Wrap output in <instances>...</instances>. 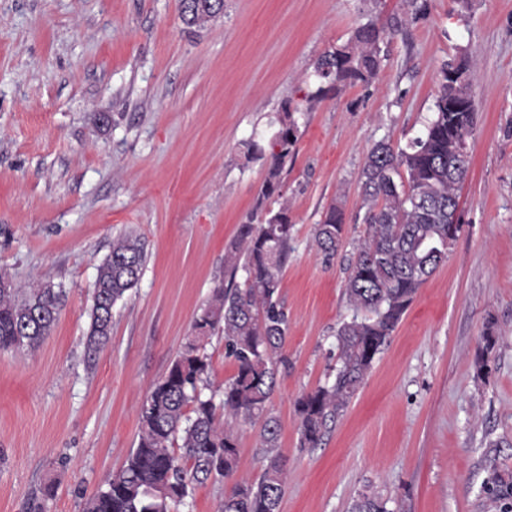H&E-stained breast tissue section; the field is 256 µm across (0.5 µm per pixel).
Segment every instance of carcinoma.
<instances>
[{
    "instance_id": "obj_1",
    "label": "carcinoma",
    "mask_w": 512,
    "mask_h": 512,
    "mask_svg": "<svg viewBox=\"0 0 512 512\" xmlns=\"http://www.w3.org/2000/svg\"><path fill=\"white\" fill-rule=\"evenodd\" d=\"M405 16L427 15V0H402ZM218 3L181 0L183 21L206 22ZM371 21L352 40L322 55L315 75L335 87L348 80L368 82L381 67V34L399 31ZM468 62L444 61L432 116L423 135L402 148L389 140L374 144L362 168V190L368 236L347 267L345 292L353 310L336 329L339 351L332 385L319 386L295 402L301 445L317 447L328 428L347 408L367 371L383 351L418 289L448 259V211L458 206L456 190L469 172L468 158L458 150L475 133L476 104L467 79ZM279 128L272 136L261 200L282 196L281 171L293 153L298 125L290 106L282 107ZM344 213L329 206L314 228V240L325 264L336 257L343 237ZM294 224L288 207L264 209L238 225L235 240L224 254L231 276L245 273L243 284L215 288L209 304L194 321L188 338L167 374L154 383L140 406V430L122 468L105 488L90 498L84 512H171L189 488L210 479H232L237 471L238 436L220 423L212 399L202 398L210 363L201 342L216 330L224 333L235 375L224 382V417L261 422L265 464L253 481H237L224 498L221 512H280L287 470L278 447L279 423L268 403L280 368L287 367L282 348L288 321L281 302L282 274L288 264ZM145 262L136 237L112 245L98 269L90 311L88 344L105 345L112 332V307L133 288ZM0 350L35 348L49 335L65 295L49 286L22 291L0 275ZM179 440V451L172 444ZM351 512H387L385 503L367 495Z\"/></svg>"
}]
</instances>
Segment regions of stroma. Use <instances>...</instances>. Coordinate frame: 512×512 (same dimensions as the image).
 Masks as SVG:
<instances>
[{"label": "stroma", "instance_id": "stroma-1", "mask_svg": "<svg viewBox=\"0 0 512 512\" xmlns=\"http://www.w3.org/2000/svg\"><path fill=\"white\" fill-rule=\"evenodd\" d=\"M399 13L400 0H224L195 27L180 0H0V274L66 296L36 350L0 351V512H83L122 466L149 387L230 280L224 252L267 174L245 144L268 141L287 101L299 126L281 175L289 366L269 403L288 473L280 512H349L364 495L388 512H512V0H428L425 18L384 36L371 82L308 102L321 55ZM452 55L471 62L477 110L461 230L346 412L301 447L295 401L333 382L352 314L344 265L367 234L355 220L366 154L422 134ZM332 204L345 236L328 266L312 233ZM124 235L146 262L92 352L98 268ZM204 353L203 394L218 404L235 362L219 334ZM235 429L236 476L256 477L259 430ZM493 477L503 496L488 495ZM231 487L193 486L172 512H218Z\"/></svg>", "mask_w": 512, "mask_h": 512}]
</instances>
